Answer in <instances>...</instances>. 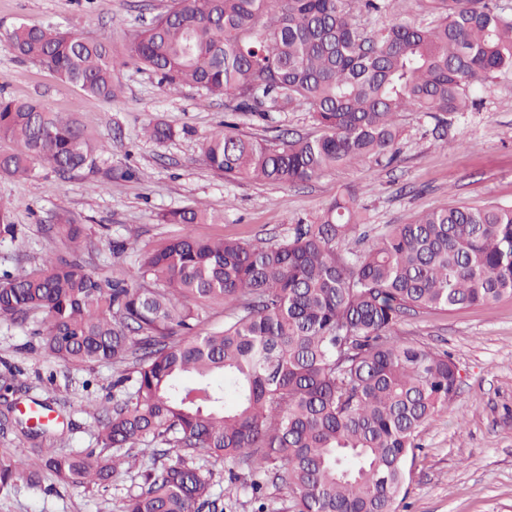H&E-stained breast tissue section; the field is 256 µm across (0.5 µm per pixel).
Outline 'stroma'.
<instances>
[{
  "label": "stroma",
  "instance_id": "35a3bbf8",
  "mask_svg": "<svg viewBox=\"0 0 512 512\" xmlns=\"http://www.w3.org/2000/svg\"><path fill=\"white\" fill-rule=\"evenodd\" d=\"M168 0H0V36L14 24H60L78 35L112 38L114 76L122 86L112 101L90 97L60 81L45 66L21 62L0 45V91L51 104L76 119L87 136L109 148L114 169H139L140 179L114 178L102 188L76 176L59 178L43 168L37 178L0 176V201L11 202L22 232L0 242V272L68 253L65 239L50 232L66 212L85 226L89 268L135 274L134 257L113 242L152 247L179 236L182 225L162 223L168 210L203 204L223 215L220 224H197L201 238L280 240L296 224L311 223L336 196L360 192L365 223L381 228L443 204L481 208L512 203V76L491 78L478 92L482 106L457 114L447 128L423 112L400 116L402 134L392 165H346L296 185L230 181L203 161L202 144L231 128L249 137L291 139L318 135L309 112H274L257 120L228 112L224 102L186 87L171 95L156 76L129 57L130 36L149 24ZM170 128L169 139L145 136L151 123ZM400 338L451 354L460 374L447 410L421 433L422 446L408 460L410 478L397 512H512V300L452 313L411 315ZM120 368L77 366L48 355L39 337L0 322V398L21 406L49 403L58 416L51 444L59 451L98 448L88 402L112 405ZM142 464L107 488L63 484L53 476L0 490V512H120L141 483Z\"/></svg>",
  "mask_w": 512,
  "mask_h": 512
}]
</instances>
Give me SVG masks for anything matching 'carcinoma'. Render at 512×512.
<instances>
[{
	"label": "carcinoma",
	"mask_w": 512,
	"mask_h": 512,
	"mask_svg": "<svg viewBox=\"0 0 512 512\" xmlns=\"http://www.w3.org/2000/svg\"><path fill=\"white\" fill-rule=\"evenodd\" d=\"M389 0H173L127 45L170 94L194 86L228 112L305 108L321 134L277 141L220 132L203 159L230 179L295 184L338 166L396 160L400 114L438 125L478 108L474 90L512 73V7L497 0H418L421 20H392L373 34L355 21ZM5 46L47 66L83 93L110 101L112 40L51 24L20 22ZM0 174L28 179L48 165L62 177L112 180L104 143L40 101L0 95ZM183 233L131 250L136 277L91 270L84 228L69 216L51 227L66 257L0 276V321L39 327L45 350L68 364L132 363L112 409L88 404L99 452L39 448L0 455V487L43 473L106 486L129 459L148 457L140 490L122 512H218L205 456L238 471L265 512L278 481L293 512H393L421 428L445 410L458 384L446 353L406 343L408 315L455 312L512 299V205L444 204L377 239L356 195L342 194L282 242L202 239L195 224L223 217L195 205L161 216ZM0 204V236L17 238ZM224 303V326L193 330L208 303ZM26 437L49 425L14 418ZM179 451L173 463H158Z\"/></svg>",
	"instance_id": "obj_1"
}]
</instances>
